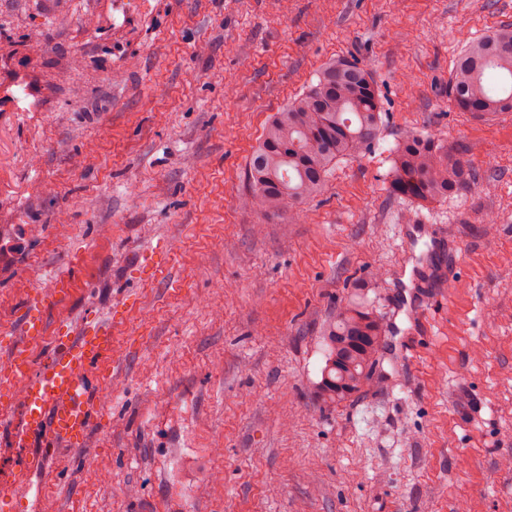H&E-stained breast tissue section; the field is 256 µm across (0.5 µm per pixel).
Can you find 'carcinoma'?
<instances>
[{
  "label": "carcinoma",
  "mask_w": 512,
  "mask_h": 512,
  "mask_svg": "<svg viewBox=\"0 0 512 512\" xmlns=\"http://www.w3.org/2000/svg\"><path fill=\"white\" fill-rule=\"evenodd\" d=\"M512 77V26L471 41L455 61L448 100L477 118L512 112V86L492 90L487 75ZM384 103L372 72L355 60L336 58L317 80L267 122L246 169L248 193L241 206L267 219L282 218L317 198L333 165L361 156L378 140ZM392 190L419 202L459 196L471 188L475 170L448 141L404 131L393 149ZM384 336L370 302L340 308L324 330L325 366L318 391L343 400L362 387Z\"/></svg>",
  "instance_id": "obj_1"
}]
</instances>
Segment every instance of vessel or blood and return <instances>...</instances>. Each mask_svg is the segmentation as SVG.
Here are the masks:
<instances>
[{
    "mask_svg": "<svg viewBox=\"0 0 512 512\" xmlns=\"http://www.w3.org/2000/svg\"><path fill=\"white\" fill-rule=\"evenodd\" d=\"M53 300L44 293L27 303L10 331L17 342L0 364V427L14 426L20 445L46 434L53 446L75 450L88 445L101 405L87 377L94 367L111 362L115 323L92 318L80 332L55 337L47 363L31 371L23 343L45 336V313Z\"/></svg>",
    "mask_w": 512,
    "mask_h": 512,
    "instance_id": "vessel-or-blood-1",
    "label": "vessel or blood"
}]
</instances>
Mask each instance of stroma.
<instances>
[{
    "instance_id": "stroma-1",
    "label": "stroma",
    "mask_w": 512,
    "mask_h": 512,
    "mask_svg": "<svg viewBox=\"0 0 512 512\" xmlns=\"http://www.w3.org/2000/svg\"><path fill=\"white\" fill-rule=\"evenodd\" d=\"M0 0V328L50 288L49 333L123 315L88 378L91 443L0 428L19 512H512V114L448 101L466 42L512 0ZM386 99L299 221L237 205L269 116L338 57ZM410 130L460 147L466 194L395 195ZM442 226L404 243L405 226ZM386 333L362 391L323 400V333L357 283ZM446 291L419 326L412 303ZM418 340L414 358L404 348ZM11 226H0V270L13 266L26 252L25 231Z\"/></svg>"
}]
</instances>
